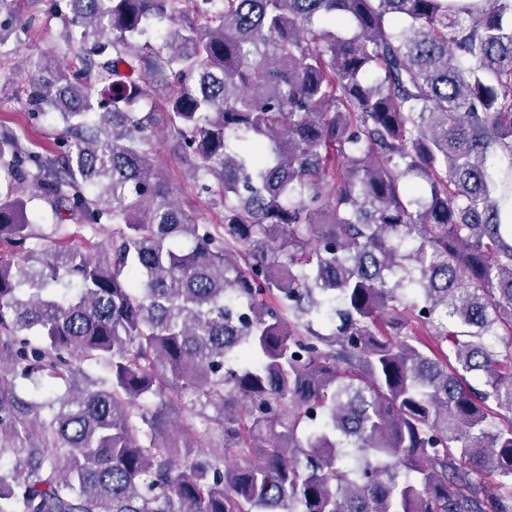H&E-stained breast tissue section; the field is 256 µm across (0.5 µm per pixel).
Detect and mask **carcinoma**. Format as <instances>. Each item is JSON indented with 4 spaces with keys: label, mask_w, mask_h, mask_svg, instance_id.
Masks as SVG:
<instances>
[{
    "label": "carcinoma",
    "mask_w": 512,
    "mask_h": 512,
    "mask_svg": "<svg viewBox=\"0 0 512 512\" xmlns=\"http://www.w3.org/2000/svg\"><path fill=\"white\" fill-rule=\"evenodd\" d=\"M52 7L95 77L33 62L60 161L0 132V512H512V0ZM167 87L222 224L158 185ZM17 184L74 230L26 249Z\"/></svg>",
    "instance_id": "cac0c4a2"
}]
</instances>
